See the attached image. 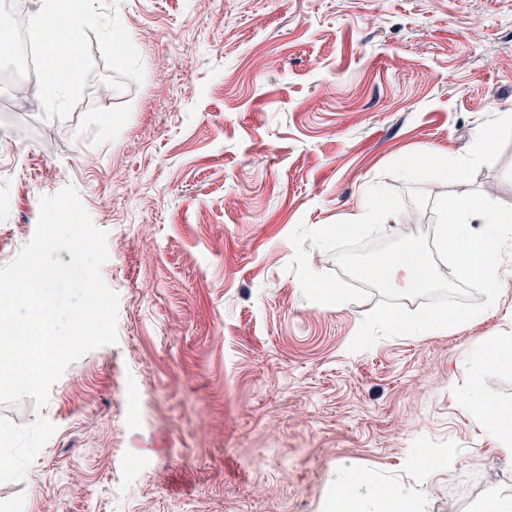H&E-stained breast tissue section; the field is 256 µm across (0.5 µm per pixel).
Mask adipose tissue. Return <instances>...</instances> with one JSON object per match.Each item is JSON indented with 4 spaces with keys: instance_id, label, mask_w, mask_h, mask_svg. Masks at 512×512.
<instances>
[{
    "instance_id": "1",
    "label": "adipose tissue",
    "mask_w": 512,
    "mask_h": 512,
    "mask_svg": "<svg viewBox=\"0 0 512 512\" xmlns=\"http://www.w3.org/2000/svg\"><path fill=\"white\" fill-rule=\"evenodd\" d=\"M375 279L399 293L431 287L434 270L431 258L423 250L408 244L387 256L374 273ZM345 481L350 494H339L325 504V512H412L415 498L400 486L393 485L380 495H362L358 489L370 481L369 474L350 472Z\"/></svg>"
}]
</instances>
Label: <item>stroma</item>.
<instances>
[{"mask_svg": "<svg viewBox=\"0 0 512 512\" xmlns=\"http://www.w3.org/2000/svg\"><path fill=\"white\" fill-rule=\"evenodd\" d=\"M83 3L67 96L0 111V144L25 126L29 157L0 156V265L41 197L74 187L107 233L117 340L43 409L0 404V512H322L342 468L370 473L366 494L403 485L417 512L512 494V463L460 402L475 384L512 409V372L477 355L512 336V260L497 310L356 352L378 290L334 308L288 268L298 225L347 219L375 185L427 235L443 195L512 206V0ZM428 146L470 159L464 177L406 173ZM434 448L458 463L425 485L406 459Z\"/></svg>", "mask_w": 512, "mask_h": 512, "instance_id": "35a3bbf8", "label": "stroma"}]
</instances>
